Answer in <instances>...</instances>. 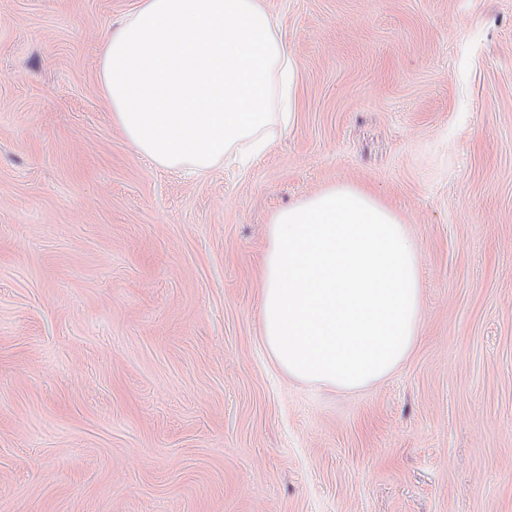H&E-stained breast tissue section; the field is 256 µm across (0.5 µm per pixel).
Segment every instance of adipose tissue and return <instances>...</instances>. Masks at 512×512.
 Here are the masks:
<instances>
[{"instance_id": "1", "label": "adipose tissue", "mask_w": 512, "mask_h": 512, "mask_svg": "<svg viewBox=\"0 0 512 512\" xmlns=\"http://www.w3.org/2000/svg\"><path fill=\"white\" fill-rule=\"evenodd\" d=\"M115 121L156 164L243 166L234 145L294 121L297 63L260 0H140L101 52Z\"/></svg>"}]
</instances>
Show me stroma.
I'll list each match as a JSON object with an SVG mask.
<instances>
[{
	"instance_id": "1",
	"label": "stroma",
	"mask_w": 512,
	"mask_h": 512,
	"mask_svg": "<svg viewBox=\"0 0 512 512\" xmlns=\"http://www.w3.org/2000/svg\"><path fill=\"white\" fill-rule=\"evenodd\" d=\"M297 111L244 172L163 168L101 48L137 0H0V512H512V0H262ZM406 224L418 339L296 380L261 336L276 213Z\"/></svg>"
}]
</instances>
